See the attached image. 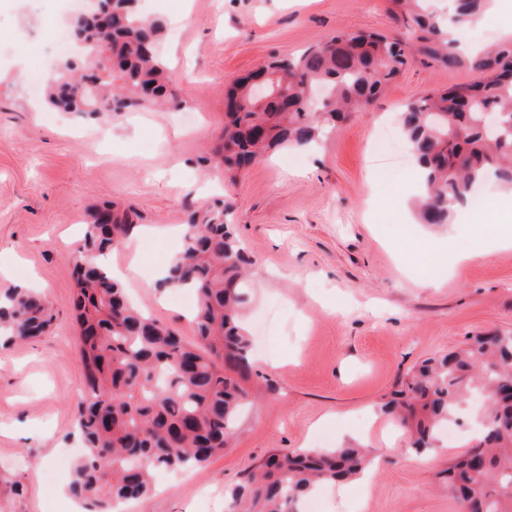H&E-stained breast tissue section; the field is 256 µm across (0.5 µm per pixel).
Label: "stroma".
I'll return each instance as SVG.
<instances>
[{"label": "stroma", "instance_id": "stroma-1", "mask_svg": "<svg viewBox=\"0 0 512 512\" xmlns=\"http://www.w3.org/2000/svg\"><path fill=\"white\" fill-rule=\"evenodd\" d=\"M150 13L167 30L156 52L184 107L54 112L26 77L55 64L52 33L67 4L0 0V290L33 289L54 314L41 336L0 346V474L24 485L0 512H80L59 496L71 474L55 463L82 450L73 255L93 214L115 204L140 213L132 241L144 275L125 291L191 342L193 294L174 298L145 276L179 250L168 229L218 201L256 263L245 321L262 391L222 454L159 473L154 492L124 512H226L230 489L270 452L336 448L351 435L377 451L371 489L325 485L297 512H458L443 476L472 445L477 403L425 453L379 406L424 359L480 332L512 333V248L488 245L512 234V200L487 186L483 214L465 208L453 225H415L413 157L395 168L373 146L384 130L400 134L409 101L479 72L412 62L316 149L275 151L231 182L203 156L220 140L234 79L339 30L405 39L412 26L390 0H154ZM511 26L512 0H492L468 41L495 42ZM417 231L432 237L429 248L414 244ZM430 277L434 286L421 287Z\"/></svg>", "mask_w": 512, "mask_h": 512}]
</instances>
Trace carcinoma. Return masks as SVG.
<instances>
[{"mask_svg": "<svg viewBox=\"0 0 512 512\" xmlns=\"http://www.w3.org/2000/svg\"><path fill=\"white\" fill-rule=\"evenodd\" d=\"M420 2L392 0L416 25L407 41L337 31L237 79L226 97L242 105L224 112L223 139L214 151L224 176L235 177L271 149L317 143L422 55L445 68L467 65L482 80L437 89L401 112L423 174L420 223H452L451 205L468 204L490 175L512 188V39L465 57ZM490 2L458 0L460 29L476 22ZM98 9L122 15L124 23L110 31L90 21L79 27L84 57L61 59L46 77L47 105L64 112H121L178 102L170 91V68L154 54L161 24L137 12L131 0H99ZM266 73L280 74L278 99L257 106L248 83ZM81 82L87 89L76 99L69 90ZM485 112L499 114L497 139L479 130ZM453 128L460 133L450 134ZM136 228L130 210L98 211L73 258L75 320L80 330L93 332L80 336L87 396L76 417L84 452L69 484L86 512H117L119 504L150 494L157 470L190 469L223 452L255 374L243 324L251 260L235 225L224 221V207L194 214L159 283L195 293L191 343L129 304L104 263ZM52 321L51 309L29 290L0 293L1 344L38 336ZM472 393L483 395L487 407L479 414L476 443L448 467V490L461 512H512V334L474 336L458 350L426 359L380 410L408 430L417 451L426 452ZM374 455L360 445L272 453L248 474L246 485L231 491L229 512H294L318 485L363 474Z\"/></svg>", "mask_w": 512, "mask_h": 512, "instance_id": "1", "label": "carcinoma"}]
</instances>
